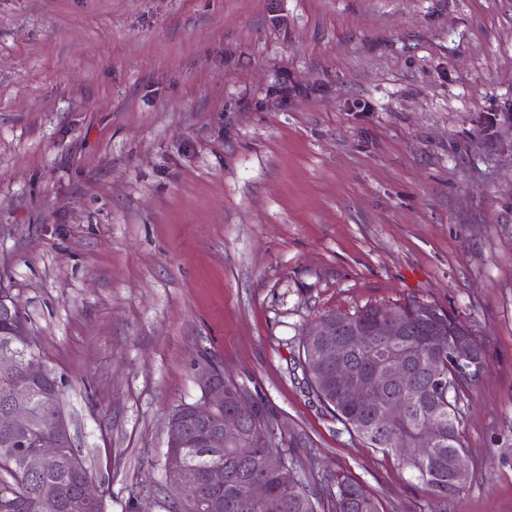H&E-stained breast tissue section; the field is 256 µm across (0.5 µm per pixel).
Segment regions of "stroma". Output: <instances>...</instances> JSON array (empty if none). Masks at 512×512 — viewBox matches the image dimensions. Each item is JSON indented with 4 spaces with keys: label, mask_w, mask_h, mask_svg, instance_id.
<instances>
[{
    "label": "stroma",
    "mask_w": 512,
    "mask_h": 512,
    "mask_svg": "<svg viewBox=\"0 0 512 512\" xmlns=\"http://www.w3.org/2000/svg\"><path fill=\"white\" fill-rule=\"evenodd\" d=\"M0 286L107 512H167L137 493L205 366L308 485L428 512L296 363L320 313L410 302L487 348L445 512H512V0H0Z\"/></svg>",
    "instance_id": "1"
}]
</instances>
